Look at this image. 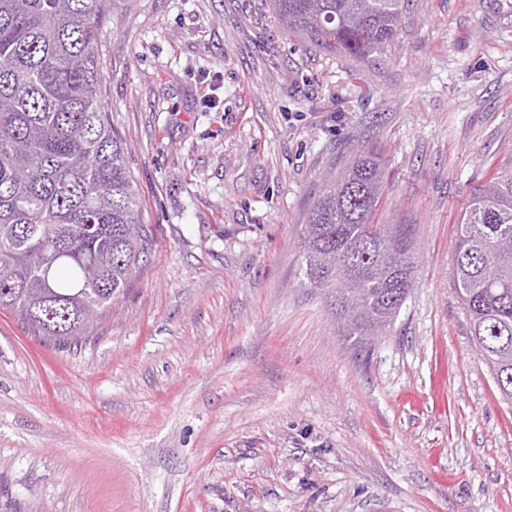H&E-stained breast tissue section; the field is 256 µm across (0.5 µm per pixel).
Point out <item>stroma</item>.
I'll return each mask as SVG.
<instances>
[{
    "label": "stroma",
    "instance_id": "35a3bbf8",
    "mask_svg": "<svg viewBox=\"0 0 512 512\" xmlns=\"http://www.w3.org/2000/svg\"><path fill=\"white\" fill-rule=\"evenodd\" d=\"M98 52L153 245L81 344L0 311V512H512V405L451 281L471 188L512 172V0H409L365 59L269 0H110ZM365 149L419 262L362 355L299 228Z\"/></svg>",
    "mask_w": 512,
    "mask_h": 512
}]
</instances>
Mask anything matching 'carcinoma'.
Returning <instances> with one entry per match:
<instances>
[{
    "instance_id": "cac0c4a2",
    "label": "carcinoma",
    "mask_w": 512,
    "mask_h": 512,
    "mask_svg": "<svg viewBox=\"0 0 512 512\" xmlns=\"http://www.w3.org/2000/svg\"><path fill=\"white\" fill-rule=\"evenodd\" d=\"M405 0H271L282 37L365 58L399 32ZM109 0H0V309L70 346L121 295L149 236L124 139L98 98ZM385 163L363 153L313 200L299 237L302 287L341 336L372 348L398 316L419 255L416 225L375 222ZM452 280L502 398L512 403V174L472 188L456 223Z\"/></svg>"
}]
</instances>
